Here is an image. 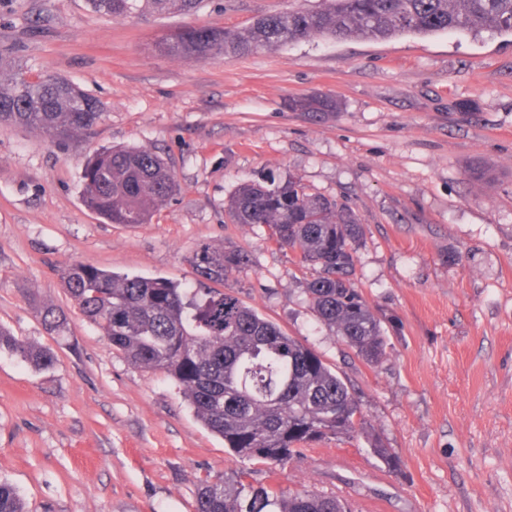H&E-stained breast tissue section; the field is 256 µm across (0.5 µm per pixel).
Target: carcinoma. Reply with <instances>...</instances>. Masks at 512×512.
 Here are the masks:
<instances>
[{"mask_svg":"<svg viewBox=\"0 0 512 512\" xmlns=\"http://www.w3.org/2000/svg\"><path fill=\"white\" fill-rule=\"evenodd\" d=\"M114 18L132 13L197 12L203 0H87ZM325 6L261 15L244 30L188 26L168 33L169 55L206 59L246 55L323 35L335 40H385L414 34L512 33V0H324ZM336 100L309 96L302 112H334ZM98 101L55 75L28 77L11 53L0 52V126L35 128L52 139L70 138L101 117ZM82 200L111 224H147L176 195L178 183L154 152L106 149L81 173ZM232 224H259L280 249L313 270L304 293L317 321L366 364L387 355L385 318L355 283L365 227L356 214L289 176L241 185L225 210ZM198 276L222 283L244 269L238 247L203 245L190 257ZM60 279L74 307L131 363L176 381L197 418L224 439V447L261 465H283L304 448L349 438L366 424L347 382L320 354L246 306L230 291H192L165 278L119 275L73 263ZM0 351L35 370L55 363L53 352L0 328ZM242 471L231 480L200 481L195 512H347L336 496L285 493L255 486ZM0 512H26L18 491L0 481Z\"/></svg>","mask_w":512,"mask_h":512,"instance_id":"carcinoma-1","label":"carcinoma"}]
</instances>
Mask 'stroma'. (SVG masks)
Segmentation results:
<instances>
[{
	"instance_id": "1",
	"label": "stroma",
	"mask_w": 512,
	"mask_h": 512,
	"mask_svg": "<svg viewBox=\"0 0 512 512\" xmlns=\"http://www.w3.org/2000/svg\"><path fill=\"white\" fill-rule=\"evenodd\" d=\"M318 5L205 0L191 16L114 18L86 0H0V50L30 77L77 83L103 112L63 142L0 127V327L57 358L38 372L0 352V481L27 512H194L200 480L248 468L173 379L128 362L73 311L59 278L89 263L195 288L189 258L203 244L249 253L224 289L318 352L367 419L344 441L258 466L254 482L273 475L351 512H512V34L315 36L207 59L157 48L173 28ZM311 94L339 111L290 108ZM112 146L158 153L176 176L150 223L109 224L82 201L86 158ZM271 175L364 224L356 277L388 319L380 364L316 321L294 252L226 222L238 187ZM49 308L66 311L63 331L45 329Z\"/></svg>"
}]
</instances>
